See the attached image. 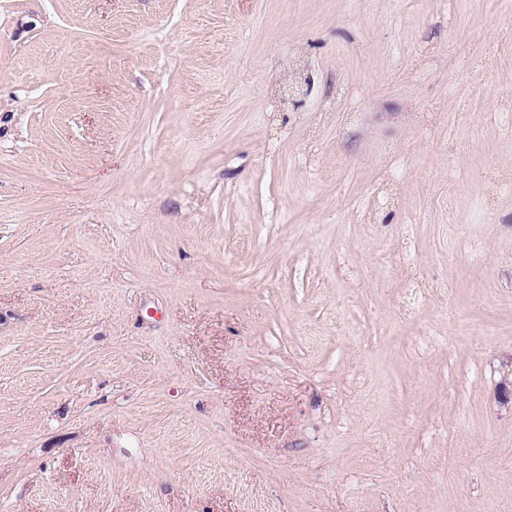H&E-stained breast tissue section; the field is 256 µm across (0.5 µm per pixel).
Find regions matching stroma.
Segmentation results:
<instances>
[{
	"label": "stroma",
	"instance_id": "obj_1",
	"mask_svg": "<svg viewBox=\"0 0 512 512\" xmlns=\"http://www.w3.org/2000/svg\"><path fill=\"white\" fill-rule=\"evenodd\" d=\"M512 0H0V512H512Z\"/></svg>",
	"mask_w": 512,
	"mask_h": 512
}]
</instances>
